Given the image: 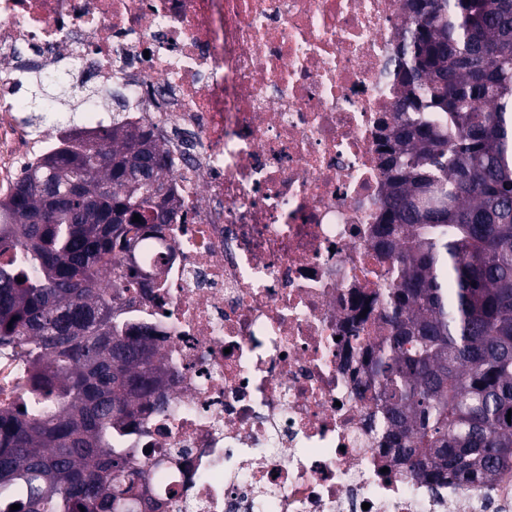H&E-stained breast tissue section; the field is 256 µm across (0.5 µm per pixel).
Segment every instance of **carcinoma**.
I'll return each instance as SVG.
<instances>
[{
	"label": "carcinoma",
	"mask_w": 512,
	"mask_h": 512,
	"mask_svg": "<svg viewBox=\"0 0 512 512\" xmlns=\"http://www.w3.org/2000/svg\"><path fill=\"white\" fill-rule=\"evenodd\" d=\"M405 9L376 231L395 280L358 391L382 402L408 476L478 489L512 471V0ZM30 82L36 109L97 94ZM174 214L160 145L118 120L56 142L0 194V359L21 390L0 396V512L160 509L119 440L151 399L163 410L170 376L153 326L124 314L162 274L139 240Z\"/></svg>",
	"instance_id": "obj_1"
}]
</instances>
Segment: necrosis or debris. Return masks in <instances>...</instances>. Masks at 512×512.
Here are the masks:
<instances>
[{
    "instance_id": "4bbe7bcc",
    "label": "necrosis or debris",
    "mask_w": 512,
    "mask_h": 512,
    "mask_svg": "<svg viewBox=\"0 0 512 512\" xmlns=\"http://www.w3.org/2000/svg\"><path fill=\"white\" fill-rule=\"evenodd\" d=\"M403 29V0H0L1 80L68 58L103 91L80 131L117 86L165 155L180 207L136 303L171 383L125 442L165 512H512V475L430 493L391 469L356 391Z\"/></svg>"
}]
</instances>
